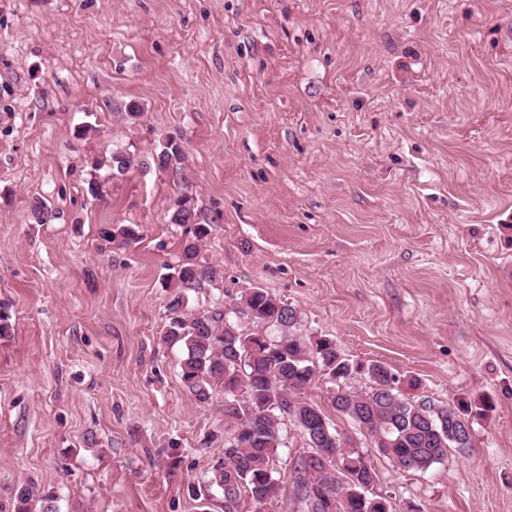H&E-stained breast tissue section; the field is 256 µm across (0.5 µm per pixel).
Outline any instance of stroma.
<instances>
[{
    "mask_svg": "<svg viewBox=\"0 0 512 512\" xmlns=\"http://www.w3.org/2000/svg\"><path fill=\"white\" fill-rule=\"evenodd\" d=\"M129 145L141 168L89 195ZM184 192L221 272L193 309L259 287L406 395L491 400L426 471L370 452L392 512H512V0H0V512L23 484L31 512H224L194 491L224 396L161 339ZM334 389L306 397L358 436ZM175 141L178 140L174 137L166 138L156 149L155 154L152 155V163L159 171H168L178 168L180 159L176 153ZM135 166L138 167L139 164L135 155L130 151L113 150L109 156L105 154L95 157L91 162V169L89 170L90 178L87 186L89 193L96 196L100 194L102 189V184L99 181L102 178L100 171L104 168L108 169L107 174L104 176V182H106L110 177L114 179L125 175L134 169ZM97 192L98 194H96ZM100 237L107 243L130 245L138 238V232L130 225L107 224L100 229Z\"/></svg>",
    "mask_w": 512,
    "mask_h": 512,
    "instance_id": "obj_1",
    "label": "stroma"
}]
</instances>
